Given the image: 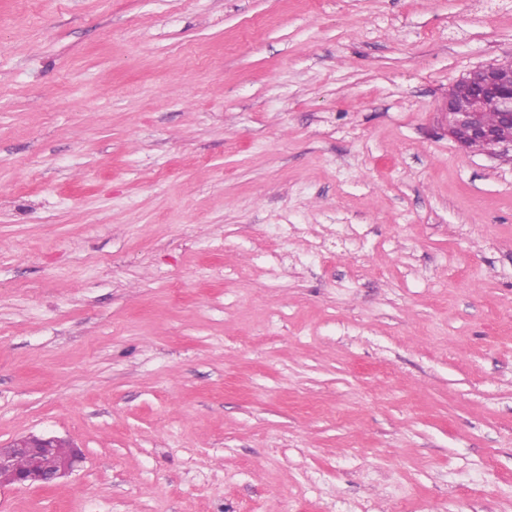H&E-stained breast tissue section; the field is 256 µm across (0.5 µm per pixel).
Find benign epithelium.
Instances as JSON below:
<instances>
[{
	"mask_svg": "<svg viewBox=\"0 0 512 512\" xmlns=\"http://www.w3.org/2000/svg\"><path fill=\"white\" fill-rule=\"evenodd\" d=\"M456 96L469 101L470 108L459 109L453 99H448V134L462 149H468V141L480 140L491 154L512 152V141L500 139L495 129L474 122L473 111L492 107L504 124H512V73L499 70L498 64L489 63L469 71L454 84ZM61 444L55 437L29 434L20 437L5 448H0V471L10 470L15 458L25 457L29 467L16 477L19 485H35L50 488L58 480L69 476L82 460V452L73 446L72 453L54 467L48 469L41 463L43 449Z\"/></svg>",
	"mask_w": 512,
	"mask_h": 512,
	"instance_id": "7a95c632",
	"label": "benign epithelium"
}]
</instances>
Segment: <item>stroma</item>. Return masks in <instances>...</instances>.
Masks as SVG:
<instances>
[{
	"label": "stroma",
	"instance_id": "1",
	"mask_svg": "<svg viewBox=\"0 0 512 512\" xmlns=\"http://www.w3.org/2000/svg\"><path fill=\"white\" fill-rule=\"evenodd\" d=\"M512 0H0V512H512ZM456 96L467 99L470 108L459 109L454 100L448 97V133L462 149H469L468 141L480 140L491 154L500 155L512 152V141L501 140L495 129L474 122L472 110L492 107L499 114L503 124H512V73L499 70L498 64L489 63L469 71L454 85ZM492 109L481 111L480 119L493 124L496 112ZM463 136H458V131ZM53 445H61L65 448H50ZM45 448L46 460L56 461L65 457L69 448L72 453L63 458L54 467L48 469L41 463V454ZM67 448L61 440L55 437L29 434L15 439L6 448H0V473L1 481L12 482L13 474L5 470H11L16 457H25L29 460V467L25 472L16 477L15 483L19 485H35L41 488H50L58 480L69 476L77 464L82 460V452L76 445Z\"/></svg>",
	"mask_w": 512,
	"mask_h": 512
}]
</instances>
